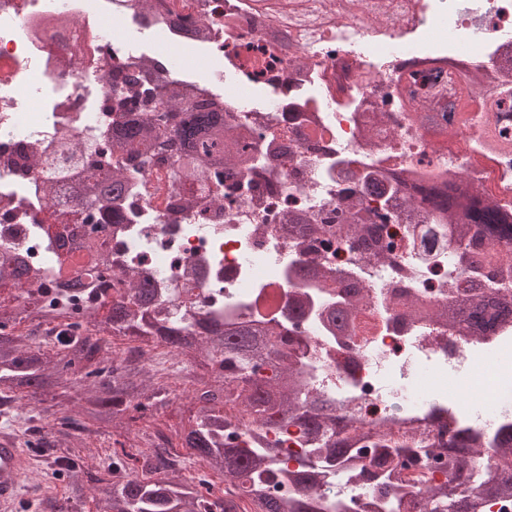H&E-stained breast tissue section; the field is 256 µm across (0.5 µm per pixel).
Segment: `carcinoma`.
Here are the masks:
<instances>
[{
  "mask_svg": "<svg viewBox=\"0 0 512 512\" xmlns=\"http://www.w3.org/2000/svg\"><path fill=\"white\" fill-rule=\"evenodd\" d=\"M160 103L185 104L182 123L170 139L178 140V177L186 182L199 180L205 171L247 170L262 176L255 159L241 141L224 125V113L205 112L192 105V97L176 89L156 88ZM224 140L221 155H201L206 140ZM112 144L135 158L140 167L150 166L163 146L156 125L136 118L113 130ZM54 154L70 160L71 189L79 206L117 209L123 205L131 186L117 177L110 183L84 176L81 156L66 140L57 144ZM411 199L427 203L446 222L448 246L460 247L457 255L461 274L473 272L478 260L477 233L512 242V213L497 210L482 192L464 181L423 184L403 183ZM346 234L365 247L379 246L374 224L377 210L353 202ZM478 296L462 298L443 312L450 322L465 324L475 335H491L501 325L512 322V300L483 296V279L466 280ZM34 276L27 270L0 264V288L9 291L0 298V403H9L8 416L15 421L31 420V400L51 407L80 405L77 416L67 426H39L35 435L46 448L63 444L85 447L82 433L94 431L125 439L121 450H112V463L104 471L87 473L82 479L77 460L63 457L60 474L72 479L71 497L48 505L50 512H67L71 502L89 496L93 512H352L351 503L333 500L323 487L335 474L355 478L360 472L372 482L374 498L366 512H485L494 502L499 512H512V433L496 434L483 448L476 440L457 448H435L429 444H399L377 440L371 449L352 448L348 438L334 431L331 423L340 419L322 395L306 388L292 356L278 347L277 329L255 322L224 324L216 317L196 320L204 331L199 335L180 327L170 317L165 303L152 289L127 277L115 286L112 301L93 300L81 312L66 304L44 305L31 315L19 303L21 292L33 287ZM35 317L45 325L69 320L58 331L55 341L34 343L17 329L24 320ZM131 338L140 343L142 358L116 359L112 338ZM164 342L172 355L198 369L202 383L192 396L194 413L188 421L169 425L160 416L176 397L172 385L158 375L143 357L158 342ZM271 366L272 375L257 376L260 364ZM296 422L306 433L322 438V447L307 449L309 460L296 470L277 468L270 463L272 448L266 434L283 422ZM253 426L246 437L233 445L224 444V429L235 424ZM176 437L189 457L224 482V502L203 495L193 482L178 479L177 466L169 449L156 444L154 436ZM484 454L491 463L481 470L469 465L468 454ZM448 458L441 465L445 481L423 479L420 487L407 482L405 461L427 462ZM150 477L134 473L135 466ZM291 486L293 495L271 494V487Z\"/></svg>",
  "mask_w": 512,
  "mask_h": 512,
  "instance_id": "1",
  "label": "carcinoma"
}]
</instances>
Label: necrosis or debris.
Returning <instances> with one entry per match:
<instances>
[{
  "label": "necrosis or debris",
  "mask_w": 512,
  "mask_h": 512,
  "mask_svg": "<svg viewBox=\"0 0 512 512\" xmlns=\"http://www.w3.org/2000/svg\"><path fill=\"white\" fill-rule=\"evenodd\" d=\"M247 0H0V258L39 278L43 299L72 297L69 276L115 282L131 274L172 300L171 315L222 314L261 321L300 339L297 366L310 390L355 411L345 434L367 445L374 432L448 442L469 431L494 435L499 419L475 417L460 389L485 379L512 390V324L470 336L435 318H409L408 301L438 310L456 300L459 275L437 220L406 201L390 211L381 257L343 245L336 211L360 175L395 183L466 179L512 209V151L490 149L487 121L512 140V106L487 101L512 86V0H410L408 16L349 11L324 0L329 28L271 38ZM184 59L180 71L170 58ZM151 70L219 105L230 129L256 147L262 181L228 183L206 172L181 182L172 154L136 171L109 134L125 120L113 101L119 68ZM469 89V107L449 113L444 134L420 125L412 103L430 105L439 88ZM69 140L84 148L93 176L120 175L136 189L124 211L57 209L31 167ZM317 228L298 243L283 215ZM97 253L52 252L38 225L51 215ZM108 255L109 270L97 264ZM361 293L349 295L348 284ZM354 305V329L332 328L331 309ZM423 393V401L411 392Z\"/></svg>",
  "instance_id": "1"
}]
</instances>
